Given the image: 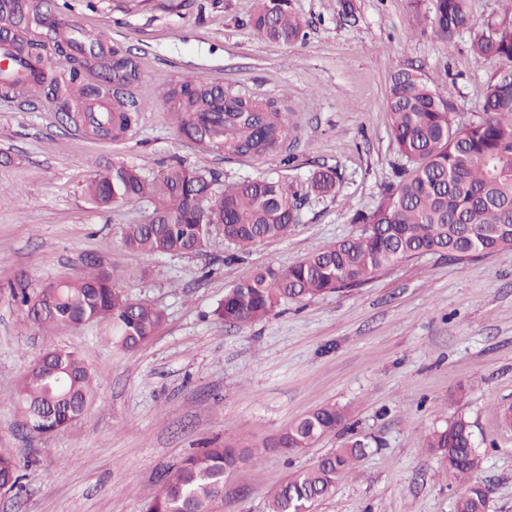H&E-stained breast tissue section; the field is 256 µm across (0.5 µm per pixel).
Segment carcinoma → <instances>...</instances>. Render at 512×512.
<instances>
[{
	"instance_id": "carcinoma-1",
	"label": "carcinoma",
	"mask_w": 512,
	"mask_h": 512,
	"mask_svg": "<svg viewBox=\"0 0 512 512\" xmlns=\"http://www.w3.org/2000/svg\"><path fill=\"white\" fill-rule=\"evenodd\" d=\"M470 2L435 0L430 23L443 44L452 45L467 28ZM503 2L506 11L488 18L485 30L471 43L477 63L495 66L486 84L482 115L457 121L447 97L429 87L417 71L397 69L388 97L397 153L395 179L374 208L354 215V222L367 225L366 232L320 247L288 268L267 266L238 282L216 308L219 319L230 326L260 321L285 300H310L360 287L416 255L446 253L464 260L512 248V0ZM251 23L273 42L292 43L303 36V20L290 10L288 0H256ZM72 61L68 82L85 95L96 93L97 88L80 80L85 61ZM172 98L178 100L173 119L180 133L226 155H261L286 141L295 129L288 115L269 112L258 101L229 90L224 98L232 109L224 112V126H201L215 100V90L202 82L181 84ZM137 112L135 100H121L117 121L105 118L94 129H124ZM216 183L212 174L180 162L152 179L134 167L118 165L90 181L87 194L100 207L157 199L146 222L121 227V243L132 252H198L217 228L229 245L245 252L263 240L288 235L301 221L302 206L336 194L341 178L336 169L323 167L300 183L246 178L222 191ZM87 266L86 276L50 284L37 293L20 282L12 288V298L40 329L103 323L106 340L114 346L134 350L146 344L165 321L164 311L123 294L109 269L94 261ZM92 395V372L81 357L54 350L22 378L16 403L36 417L40 430L52 435L79 420ZM345 421L344 408L327 404L289 424L261 450L206 448L159 480L145 509L218 512L224 483L239 465L259 461L270 449L288 455L308 448ZM424 445L438 455L446 474L463 486L455 512H486L489 489L475 478L481 456L470 423L458 416L429 432ZM366 448L363 440H349L311 468L287 476L269 494L268 512H311L336 481L353 470ZM20 480L15 456L1 453L0 490H11Z\"/></svg>"
}]
</instances>
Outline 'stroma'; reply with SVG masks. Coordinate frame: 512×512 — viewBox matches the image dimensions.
Masks as SVG:
<instances>
[{"label": "stroma", "mask_w": 512, "mask_h": 512, "mask_svg": "<svg viewBox=\"0 0 512 512\" xmlns=\"http://www.w3.org/2000/svg\"><path fill=\"white\" fill-rule=\"evenodd\" d=\"M107 43L104 60L132 59L129 85L140 110L126 131L99 138L77 130L78 105L43 93L26 102L0 94V450L17 456L22 480L0 491V512H143L166 470L215 446L259 445L290 422L333 403L344 428L290 455L269 453L235 471L221 512H267V495L292 472L352 438L369 443L313 512H454L461 488L440 474L423 439L461 415L482 457L487 512H512V250L464 261L441 253L401 262L358 288L287 301L269 318L227 326L213 315L225 293L260 268L288 267L320 246L365 233L393 180L397 155L387 98L391 75L419 69L456 107L481 113L491 67L470 50L502 0H471L453 46L424 16L434 0H289L305 23L290 45L250 24L254 0H45ZM200 80L276 102L294 136L281 150L228 156L183 137L170 92ZM179 161L215 176L304 181L323 167L342 182L312 200L286 237L237 252L213 234L199 253L143 256L121 244L120 227L143 222V198L100 208L85 188L112 166L153 177ZM101 261L132 299L164 310L156 335L135 350L103 341L104 325L37 329L10 286L36 291L81 276ZM81 355L96 375L83 417L49 437L23 431L15 387L47 350Z\"/></svg>", "instance_id": "1"}]
</instances>
